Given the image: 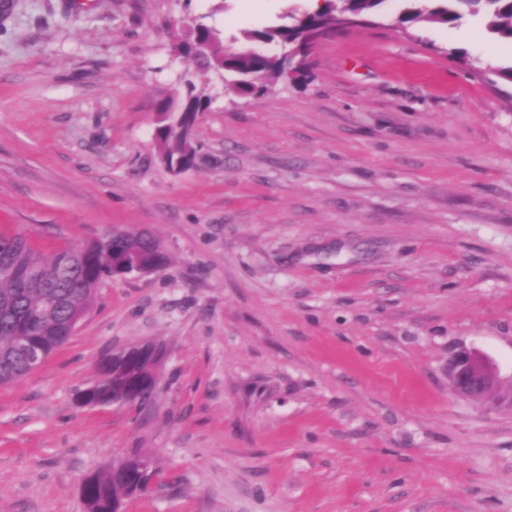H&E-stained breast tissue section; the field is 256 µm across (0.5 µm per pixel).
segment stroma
<instances>
[{
  "label": "stroma",
  "mask_w": 512,
  "mask_h": 512,
  "mask_svg": "<svg viewBox=\"0 0 512 512\" xmlns=\"http://www.w3.org/2000/svg\"><path fill=\"white\" fill-rule=\"evenodd\" d=\"M0 0V233L44 252L147 230L159 272L101 284L75 333L0 387V512H85L131 451L177 484L122 512H512V409L455 397L475 348L512 389V42L481 17L323 35L259 96L175 51L309 0ZM214 97L198 162L157 157L159 104ZM166 358L153 403L83 407L105 354Z\"/></svg>",
  "instance_id": "obj_1"
}]
</instances>
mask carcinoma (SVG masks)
<instances>
[{
    "instance_id": "1",
    "label": "carcinoma",
    "mask_w": 512,
    "mask_h": 512,
    "mask_svg": "<svg viewBox=\"0 0 512 512\" xmlns=\"http://www.w3.org/2000/svg\"><path fill=\"white\" fill-rule=\"evenodd\" d=\"M385 0H325V6L312 14L297 17L287 14L288 24L269 25L244 32L245 40L264 37L277 43L301 48L300 58L308 50L303 44L305 33L315 25L329 30L336 24V13L352 12L360 16L374 13ZM411 0L402 21L412 25L427 22L453 26L464 14L480 15L486 31L498 39L512 40V0ZM198 72L212 73L242 96L256 95L282 75L283 61L277 57H257L243 52L225 56L220 33L212 31L208 49L190 60ZM211 103L208 85L188 83L176 102L160 108L155 141L159 157L180 156L191 161L197 155L194 134H179L177 128L187 124ZM156 238L149 232H125L121 235L122 252L128 258L150 257ZM102 241L87 246L59 249L44 253L34 248L26 235H0V386L20 381L30 371L28 354L19 347L20 335L38 337L44 358L54 354L72 335L67 323L71 314L93 306L97 288L90 284L112 271V264L101 259ZM135 365L118 357L97 376L104 377L99 398L105 403H120L126 396L128 374ZM128 495L125 482L105 469L96 473L89 500L94 512H112V502Z\"/></svg>"
}]
</instances>
